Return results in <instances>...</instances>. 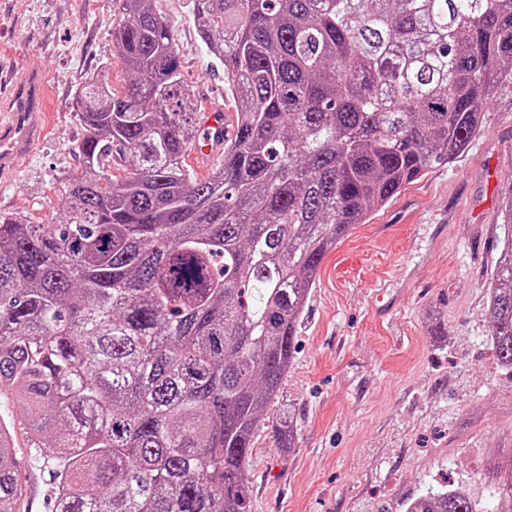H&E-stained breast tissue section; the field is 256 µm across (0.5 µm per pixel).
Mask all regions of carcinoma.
<instances>
[{
	"mask_svg": "<svg viewBox=\"0 0 512 512\" xmlns=\"http://www.w3.org/2000/svg\"><path fill=\"white\" fill-rule=\"evenodd\" d=\"M156 2L122 0L124 91L98 74L76 94L59 223L0 212V393L49 452L53 512H252L254 439L323 258L460 157L512 83V0H193L236 108L201 178V107ZM500 217L488 312L512 369V187ZM13 435L0 422V512L20 495ZM406 512L474 509L442 489Z\"/></svg>",
	"mask_w": 512,
	"mask_h": 512,
	"instance_id": "cac0c4a2",
	"label": "carcinoma"
}]
</instances>
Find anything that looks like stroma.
<instances>
[{
  "label": "stroma",
  "mask_w": 512,
  "mask_h": 512,
  "mask_svg": "<svg viewBox=\"0 0 512 512\" xmlns=\"http://www.w3.org/2000/svg\"><path fill=\"white\" fill-rule=\"evenodd\" d=\"M202 106L233 108L224 68L197 37L192 0H160ZM119 0H0V71L36 62L47 131L0 187V212L56 223L60 175L79 168L75 96L108 70ZM512 186V84L495 88L467 154L430 168L373 210L323 259L295 358L249 466L253 512H405L428 490L459 488L493 512L512 475V370L501 368L483 283ZM294 412V447L278 444ZM18 512H51L55 476L26 442L15 450Z\"/></svg>",
  "instance_id": "stroma-1"
}]
</instances>
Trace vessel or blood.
<instances>
[{
	"mask_svg": "<svg viewBox=\"0 0 512 512\" xmlns=\"http://www.w3.org/2000/svg\"><path fill=\"white\" fill-rule=\"evenodd\" d=\"M234 125L232 113L205 112L203 136L193 143L191 155L201 163L221 156L224 139ZM44 133L42 81L38 70L28 69L17 86L7 111L0 113V178L9 177L18 160L38 142Z\"/></svg>",
	"mask_w": 512,
	"mask_h": 512,
	"instance_id": "b4317fda",
	"label": "vessel or blood"
}]
</instances>
